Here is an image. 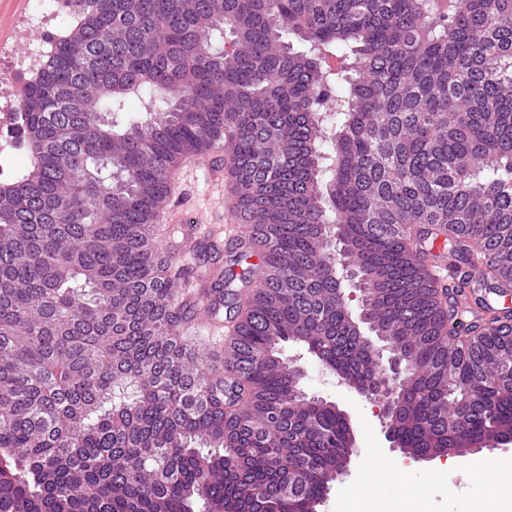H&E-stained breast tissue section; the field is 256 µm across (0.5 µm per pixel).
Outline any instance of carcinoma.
Instances as JSON below:
<instances>
[{
	"instance_id": "cac0c4a2",
	"label": "carcinoma",
	"mask_w": 512,
	"mask_h": 512,
	"mask_svg": "<svg viewBox=\"0 0 512 512\" xmlns=\"http://www.w3.org/2000/svg\"><path fill=\"white\" fill-rule=\"evenodd\" d=\"M65 2L0 185V512H311L350 426L283 347L386 382L342 265L407 369L399 449L512 436V310L477 296L512 293V0ZM216 151L256 238L192 294L160 218ZM7 140L9 143L13 146V153L11 157V165L14 168V176L8 181H2L1 183H12L16 181L18 178H20L23 174H25L30 166V156L29 153L23 143H21L15 134L14 131H10L7 135L6 130L3 131L2 134V143ZM9 143L1 145L0 153H3L6 150V147L10 145Z\"/></svg>"
}]
</instances>
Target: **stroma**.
Wrapping results in <instances>:
<instances>
[{
  "label": "stroma",
  "mask_w": 512,
  "mask_h": 512,
  "mask_svg": "<svg viewBox=\"0 0 512 512\" xmlns=\"http://www.w3.org/2000/svg\"><path fill=\"white\" fill-rule=\"evenodd\" d=\"M38 7L37 0H0V48L12 50L23 57L29 50L25 23ZM228 179L224 170L223 153H215L213 163L204 167H187L181 172V194L178 205L192 215L197 235L209 236L212 242L226 244L240 226L224 210V187ZM284 357L299 356L304 371L303 385L314 395L336 403L349 418L358 455L352 456L345 475L333 482L319 512H340V498H354L357 476L371 451H380L385 460L394 461L405 469L408 484L418 492H432L434 512H456V503L447 495L449 485H457L461 477L457 470H438L437 458L415 459L391 447L385 437V427L375 403L355 389L338 384L335 374L323 368L309 354L300 353L293 344H286Z\"/></svg>",
  "instance_id": "35a3bbf8"
}]
</instances>
